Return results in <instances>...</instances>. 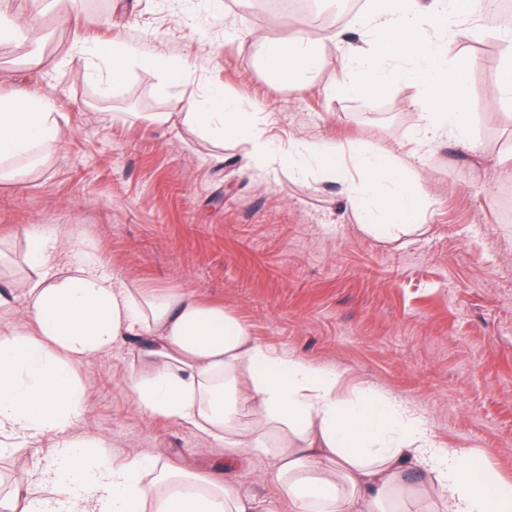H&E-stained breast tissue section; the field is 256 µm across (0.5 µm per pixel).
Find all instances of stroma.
Wrapping results in <instances>:
<instances>
[{"mask_svg":"<svg viewBox=\"0 0 512 512\" xmlns=\"http://www.w3.org/2000/svg\"><path fill=\"white\" fill-rule=\"evenodd\" d=\"M78 11L88 24L68 22ZM20 29L0 38V95L52 97L68 130L38 149L24 177L0 183V333L24 330L30 237L55 234L56 264L85 253L132 286L180 288L223 304L276 355L334 371L352 400L373 389L397 395L424 419L438 446L482 455L512 481V224L504 202L512 175V102L489 95L500 69L493 35L471 24L448 38V62L469 60L470 152L447 139L421 146L423 92L395 84L378 98L351 100L334 87L341 54L326 43V67L299 94L269 85L259 66L264 36L292 23L272 0H47L8 11ZM123 34L189 72L167 85L161 71L133 68L110 97L95 76L105 62L79 45ZM216 85L257 113L266 140L287 150L298 139L398 154L426 196L419 226L392 236L362 228V212L315 159L303 170L258 168L248 145L202 135L174 114L177 98ZM149 112H168L162 125ZM139 337L101 359L75 365L86 414L77 437L105 440L114 465L143 456L158 467L215 470L220 445L194 426L141 411L124 388L148 373ZM47 435L0 458V497L15 512L21 477L47 468ZM258 451L229 472L248 495L288 512Z\"/></svg>","mask_w":512,"mask_h":512,"instance_id":"35a3bbf8","label":"stroma"}]
</instances>
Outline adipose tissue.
Returning <instances> with one entry per match:
<instances>
[{
    "label": "adipose tissue",
    "mask_w": 512,
    "mask_h": 512,
    "mask_svg": "<svg viewBox=\"0 0 512 512\" xmlns=\"http://www.w3.org/2000/svg\"><path fill=\"white\" fill-rule=\"evenodd\" d=\"M88 51L109 62L112 86L136 66L164 70L173 85L189 78L120 34ZM262 60L277 84L297 92L325 65L301 22L288 37L265 36ZM65 136L51 98L1 95L0 180L19 177L17 161ZM30 243L28 261L41 273L26 285L29 327L0 336V456L14 440L54 435L58 457L27 512H272L223 477L266 445L238 424L243 411L294 437L274 472L290 512H379L399 492L406 465L429 471L420 496L447 512H512V483L482 456L435 447L422 417L395 395L368 391L345 403L335 372L273 355L223 306L185 290L131 287L92 257L61 268L52 263L55 237ZM130 335L141 337L151 360L149 374L124 381L138 408L192 422L223 445L218 472L204 482L165 470L147 483L153 459L115 467L101 439H71L84 413L73 362L102 358Z\"/></svg>",
    "instance_id": "1"
}]
</instances>
